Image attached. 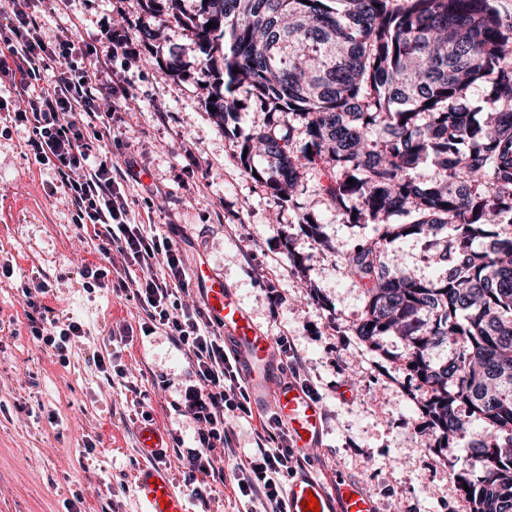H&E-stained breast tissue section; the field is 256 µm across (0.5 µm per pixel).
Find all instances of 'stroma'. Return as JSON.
Wrapping results in <instances>:
<instances>
[{
    "label": "stroma",
    "instance_id": "stroma-1",
    "mask_svg": "<svg viewBox=\"0 0 512 512\" xmlns=\"http://www.w3.org/2000/svg\"><path fill=\"white\" fill-rule=\"evenodd\" d=\"M36 9L45 40L68 37L92 49L132 220L150 219L185 269L206 253L254 323L294 344L300 376L324 412L323 441L307 454L317 476L331 489L340 479L362 483L377 512H470L449 478L471 467L469 438L437 447L427 394L406 368L399 337H383L374 350L350 332L365 300L338 255L373 236L374 225L343 223L310 178L300 199L332 249L301 232L297 211L243 168L234 140L211 116L209 78L189 30L172 24L143 45L136 29L158 20L142 0H39ZM172 48L189 65L184 77L162 72ZM27 140L24 126L0 122V512H66L71 502L78 512H135L131 479L143 461L136 428L149 421L165 438L189 436L171 407L174 391L159 379L183 378L188 364L162 333L143 335L136 302L113 294L111 279L87 292L80 270L103 266L99 241L73 224L60 176L35 162ZM450 234L397 238L386 261L439 279ZM292 250L304 257L305 273L292 271ZM309 281L320 301L310 299ZM41 283L54 315L86 331L64 364L29 335L21 289ZM106 354L123 372L112 383L94 362Z\"/></svg>",
    "mask_w": 512,
    "mask_h": 512
}]
</instances>
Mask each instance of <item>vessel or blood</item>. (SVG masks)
Here are the masks:
<instances>
[{"mask_svg":"<svg viewBox=\"0 0 512 512\" xmlns=\"http://www.w3.org/2000/svg\"><path fill=\"white\" fill-rule=\"evenodd\" d=\"M192 282L207 314L219 324L230 343L240 376L255 402L272 398L273 410L286 425L291 445L297 451L318 446L324 435L322 409L306 388L281 378L275 339L254 324L234 291L225 285L223 276L207 260L196 263ZM136 446L145 458L132 482L137 512H190L169 469L155 457L164 446L159 429L150 424L139 425ZM311 496L317 499L320 512H375L371 495L360 483L342 479L331 490L309 469L290 477L287 512H307L304 502Z\"/></svg>","mask_w":512,"mask_h":512,"instance_id":"b4317fda","label":"vessel or blood"}]
</instances>
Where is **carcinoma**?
<instances>
[{
  "label": "carcinoma",
  "mask_w": 512,
  "mask_h": 512,
  "mask_svg": "<svg viewBox=\"0 0 512 512\" xmlns=\"http://www.w3.org/2000/svg\"><path fill=\"white\" fill-rule=\"evenodd\" d=\"M148 2L160 24L194 33L224 135L237 136L242 86L265 113L238 144L245 169L291 201L319 166L329 210L382 226L342 255L366 298L352 331L374 349L402 339L438 447H455L468 416L482 422L478 470L449 477L469 487L471 512H512V235L487 230L493 217L512 225V17L496 0H197L191 12L183 0ZM186 68L170 49L164 73ZM479 85L482 105L458 104ZM446 225L454 258L443 278L386 263L395 238ZM301 226L332 248L311 216ZM444 344L453 355L432 364Z\"/></svg>",
  "instance_id": "1"
}]
</instances>
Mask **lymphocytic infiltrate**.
<instances>
[{"instance_id":"obj_1","label":"lymphocytic infiltrate","mask_w":512,"mask_h":512,"mask_svg":"<svg viewBox=\"0 0 512 512\" xmlns=\"http://www.w3.org/2000/svg\"><path fill=\"white\" fill-rule=\"evenodd\" d=\"M90 52L78 42H47L40 34L35 0H0V82L23 92L14 119L28 132L35 162L56 168L66 188L77 226H92L104 259L119 255L122 267L112 283L116 294L131 296L143 315L142 329L164 330L186 355L190 371L176 387L173 408L194 425L181 449L184 481L195 498L205 499L214 481L229 480L247 497L250 512H286L284 478L302 468L288 432L275 415H264L257 446L239 454L226 425L228 416L251 415L250 393L242 382L224 336L199 304L180 300L188 282L179 251L169 238L148 235L132 223L126 199L112 176V157L99 136L102 114ZM65 60L55 82L40 86L51 62ZM45 287L23 288L33 340L67 361L73 343L84 337L80 322L51 317L40 297ZM235 459L232 470L224 462Z\"/></svg>"}]
</instances>
